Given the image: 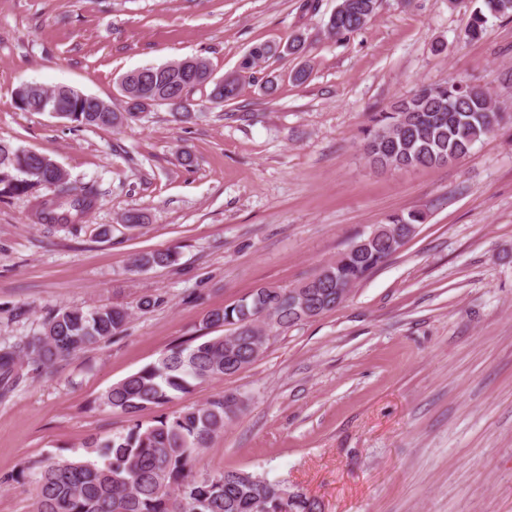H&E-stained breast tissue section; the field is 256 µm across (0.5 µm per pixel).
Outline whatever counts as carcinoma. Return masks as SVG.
Listing matches in <instances>:
<instances>
[{"mask_svg": "<svg viewBox=\"0 0 512 512\" xmlns=\"http://www.w3.org/2000/svg\"><path fill=\"white\" fill-rule=\"evenodd\" d=\"M375 2L341 0L329 18L330 33L342 37L364 27ZM483 6L472 17L468 29L472 39L482 37L488 17H512V0H483ZM278 52L276 45L256 46L240 68L250 71ZM198 68L214 75L208 61L184 59L145 67L152 79L143 86L131 82L130 73H125L120 92L129 84L153 99L181 90L188 96L207 89L209 101L217 105L238 96V79L202 84L193 80ZM14 100L24 112H63L78 127L115 129L139 116L127 107L117 112L102 99L70 86L47 89L24 83L15 90ZM511 119L480 86L462 80L424 86L399 100L391 111L374 117L363 149L370 164L380 169L443 166L450 156L458 161L465 158L476 142ZM41 189L47 195H35ZM20 195L34 196V216L45 224H72L91 211L95 200L91 189L73 186L51 158L0 143V198ZM425 220L421 211L391 214L377 226L376 236L359 237L336 261L300 284L260 286L230 305L207 311L205 328L230 326V334L174 345L94 400V405L128 417L124 432L88 442L85 460L55 462L0 481L33 483L32 512H281L290 493L295 498L290 512H322L319 500L244 470L189 477L190 462L234 416L236 397L222 395L161 413L150 423L142 422L139 413L165 407L211 379L245 369L265 351L270 337L338 307ZM174 262L170 251L150 252L136 257L133 266L144 269ZM129 317L128 309L118 305L57 310L40 333L0 345V389L5 394L11 391L25 366L50 367L119 335Z\"/></svg>", "mask_w": 512, "mask_h": 512, "instance_id": "carcinoma-1", "label": "carcinoma"}]
</instances>
